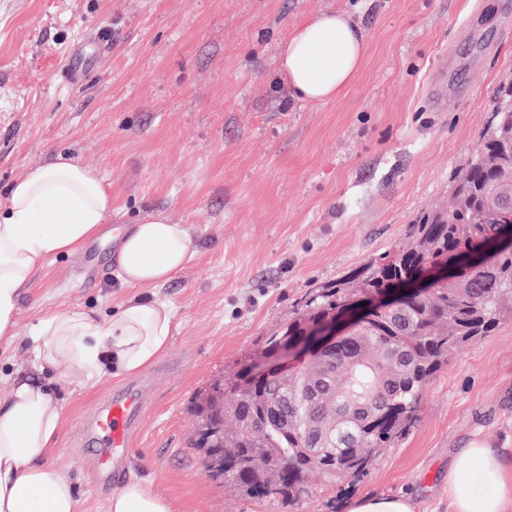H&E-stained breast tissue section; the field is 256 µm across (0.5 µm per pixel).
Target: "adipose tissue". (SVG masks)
Masks as SVG:
<instances>
[{
	"label": "adipose tissue",
	"mask_w": 512,
	"mask_h": 512,
	"mask_svg": "<svg viewBox=\"0 0 512 512\" xmlns=\"http://www.w3.org/2000/svg\"><path fill=\"white\" fill-rule=\"evenodd\" d=\"M367 53L360 28L344 12L316 13L293 30L280 52V71L298 100L336 98L359 74ZM0 207V338L15 334L18 299L54 256L78 252L112 212L102 180L72 160L35 166L15 180ZM187 225L146 215L125 232L119 277L142 288L164 284L192 260ZM172 314L154 300L125 303L107 324L81 311L44 319L39 360L67 363L94 376L104 364L121 374L143 370L168 345ZM60 427L57 403L40 385L15 382L0 404V512H78L73 484L44 456ZM480 471L487 492L471 482ZM108 512H174L172 503L135 480L114 493ZM448 512H512V463L475 439L448 468Z\"/></svg>",
	"instance_id": "1"
}]
</instances>
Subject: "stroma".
Instances as JSON below:
<instances>
[{"mask_svg":"<svg viewBox=\"0 0 512 512\" xmlns=\"http://www.w3.org/2000/svg\"><path fill=\"white\" fill-rule=\"evenodd\" d=\"M348 11L368 51L354 81L324 103L292 99L282 43L307 16ZM108 48L98 51V32ZM83 50V82L65 64ZM450 90L434 108L435 66ZM512 78V0H0V193L30 167L73 159L112 194L109 224L145 214L189 225L196 254L156 288L107 273L84 287V253L55 257L19 298L0 340V402L14 382L43 386L61 413L48 454L79 512H108L86 412L126 375L95 377L36 359L40 320L68 310L107 323L151 298L172 312L162 374L132 441L129 478L175 512H348L356 497L406 492L448 512V466L473 438L512 460V321L455 352L429 380L415 420L370 469L311 478L300 497L265 499L225 484L195 448L196 404L234 377L303 301L447 204L451 181Z\"/></svg>","mask_w":512,"mask_h":512,"instance_id":"1","label":"stroma"}]
</instances>
